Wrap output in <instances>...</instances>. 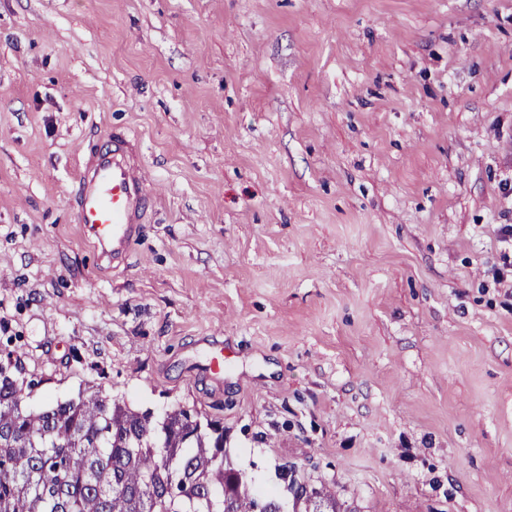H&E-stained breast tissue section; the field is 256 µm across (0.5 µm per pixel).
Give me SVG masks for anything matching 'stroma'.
I'll use <instances>...</instances> for the list:
<instances>
[{
	"mask_svg": "<svg viewBox=\"0 0 512 512\" xmlns=\"http://www.w3.org/2000/svg\"><path fill=\"white\" fill-rule=\"evenodd\" d=\"M137 137L101 267L70 202ZM512 0H0V354L224 427L254 490L512 512ZM224 374L203 369L214 343ZM129 133L112 135L83 166L73 211L83 235L93 241L99 264L120 267L139 237L154 196Z\"/></svg>",
	"mask_w": 512,
	"mask_h": 512,
	"instance_id": "35a3bbf8",
	"label": "stroma"
}]
</instances>
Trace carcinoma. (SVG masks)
Listing matches in <instances>:
<instances>
[{"mask_svg":"<svg viewBox=\"0 0 512 512\" xmlns=\"http://www.w3.org/2000/svg\"><path fill=\"white\" fill-rule=\"evenodd\" d=\"M0 372V512H281L224 455V428L176 405L160 425L90 391L39 411ZM295 487L293 512H336L328 492Z\"/></svg>","mask_w":512,"mask_h":512,"instance_id":"obj_1","label":"carcinoma"}]
</instances>
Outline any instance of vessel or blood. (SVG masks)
<instances>
[{
  "mask_svg": "<svg viewBox=\"0 0 512 512\" xmlns=\"http://www.w3.org/2000/svg\"><path fill=\"white\" fill-rule=\"evenodd\" d=\"M153 200L134 137L114 134L83 166L73 202L75 221L93 241L100 263H124Z\"/></svg>",
  "mask_w": 512,
  "mask_h": 512,
  "instance_id": "1",
  "label": "vessel or blood"
}]
</instances>
